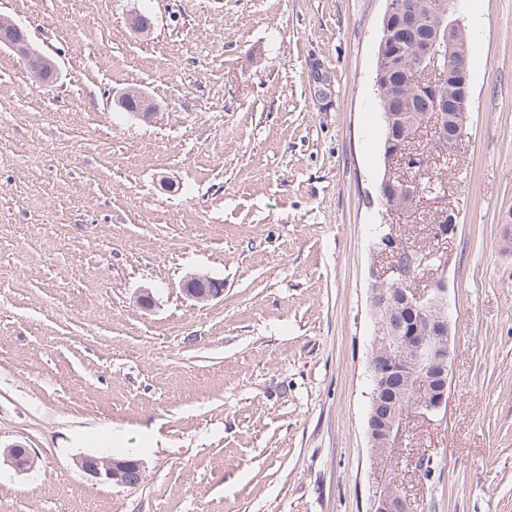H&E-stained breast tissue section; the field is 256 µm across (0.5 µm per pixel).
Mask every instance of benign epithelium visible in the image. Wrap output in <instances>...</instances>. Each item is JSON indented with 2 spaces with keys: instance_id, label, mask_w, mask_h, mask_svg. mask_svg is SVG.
Instances as JSON below:
<instances>
[{
  "instance_id": "7a95c632",
  "label": "benign epithelium",
  "mask_w": 512,
  "mask_h": 512,
  "mask_svg": "<svg viewBox=\"0 0 512 512\" xmlns=\"http://www.w3.org/2000/svg\"><path fill=\"white\" fill-rule=\"evenodd\" d=\"M126 25L134 32L145 33L152 27L150 18L138 11L126 16ZM422 15L411 0H387L382 21V36L377 61L399 57L413 51L417 64L407 71L404 84L414 86L425 103L426 111L418 116V138L425 149H416L401 141L394 131L404 124L406 112H398L397 88L376 69L375 91L389 134L384 149L385 174L379 184L382 206L388 212H407L424 198L419 179H411L430 167L445 140L457 141L464 136L470 83L469 52L460 41L464 32L456 0H448V22L434 28L431 36L419 35ZM0 45L16 51L26 62L32 77L39 81L44 73L58 74L55 61L33 48L25 30L11 20L0 18ZM139 99L133 115L151 121L158 114L145 95L127 91L117 98L127 108L131 98ZM436 234L446 236L455 230L456 215L446 207L438 215ZM373 253L387 259L385 267L371 273L368 304L374 321L368 357L372 391L367 415V435L375 453L395 445L401 437L409 413L435 417L448 406L450 346L452 323L445 313V280L433 279L425 288L416 284L438 261L436 253L420 252L392 231L381 233L373 244ZM185 295L197 303L221 297L223 282L208 276H193L183 288ZM4 455L16 471L24 472L35 465V454L20 455L11 445ZM88 476L117 486L135 487L143 479L142 463L114 457L82 456L77 460ZM371 512H415L414 504L395 481H387L373 493Z\"/></svg>"
}]
</instances>
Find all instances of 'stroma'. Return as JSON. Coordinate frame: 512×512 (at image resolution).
Listing matches in <instances>:
<instances>
[{"mask_svg":"<svg viewBox=\"0 0 512 512\" xmlns=\"http://www.w3.org/2000/svg\"><path fill=\"white\" fill-rule=\"evenodd\" d=\"M458 4L471 104L435 239L432 202L378 197L386 0H0L61 72L0 48V449L37 456L0 461V512H370L389 480L417 512H512V0ZM130 89L152 122L115 104ZM384 223L442 256L455 338L446 411L378 456ZM195 274L223 297L189 299ZM114 451L138 486L77 465ZM139 99V108L137 111L132 112V114L143 121H153V119L158 114V110L156 106L151 102L145 95L137 91H127L122 93L117 98V104L119 107L124 108L125 112H130L129 110H125L128 107V102L131 98Z\"/></svg>","mask_w":512,"mask_h":512,"instance_id":"1","label":"stroma"}]
</instances>
